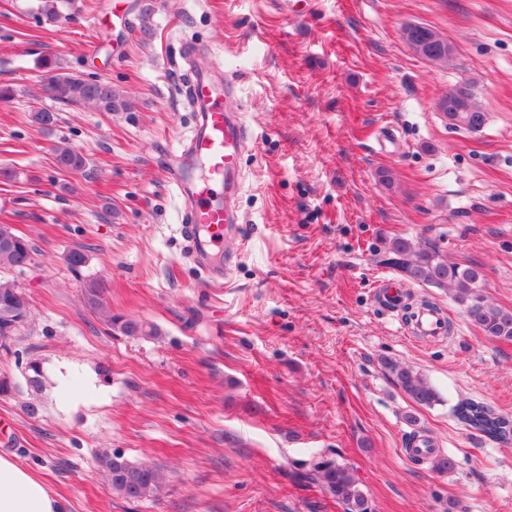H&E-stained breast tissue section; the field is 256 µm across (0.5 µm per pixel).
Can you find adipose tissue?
<instances>
[{
    "instance_id": "1",
    "label": "adipose tissue",
    "mask_w": 512,
    "mask_h": 512,
    "mask_svg": "<svg viewBox=\"0 0 512 512\" xmlns=\"http://www.w3.org/2000/svg\"><path fill=\"white\" fill-rule=\"evenodd\" d=\"M0 512H65V505L16 456L0 454Z\"/></svg>"
}]
</instances>
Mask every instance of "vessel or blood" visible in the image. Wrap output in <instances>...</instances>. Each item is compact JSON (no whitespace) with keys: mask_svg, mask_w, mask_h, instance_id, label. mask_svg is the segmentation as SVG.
Listing matches in <instances>:
<instances>
[{"mask_svg":"<svg viewBox=\"0 0 512 512\" xmlns=\"http://www.w3.org/2000/svg\"><path fill=\"white\" fill-rule=\"evenodd\" d=\"M184 94L196 112V123L169 168L185 202L180 234L193 260L210 277L222 279L231 271L234 254L229 245L238 234L227 201L243 185L238 157L247 146L245 126L241 113L229 107L236 94L232 79L217 83L198 72L185 85ZM413 330L434 341L447 334L448 325L441 313L424 310Z\"/></svg>","mask_w":512,"mask_h":512,"instance_id":"b4317fda","label":"vessel or blood"}]
</instances>
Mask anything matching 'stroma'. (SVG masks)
Masks as SVG:
<instances>
[{
  "label": "stroma",
  "mask_w": 512,
  "mask_h": 512,
  "mask_svg": "<svg viewBox=\"0 0 512 512\" xmlns=\"http://www.w3.org/2000/svg\"><path fill=\"white\" fill-rule=\"evenodd\" d=\"M39 4L0 0V224L33 247L6 274L31 311L0 350V454L68 512H343L295 477L320 459L352 467L372 512H512V444L453 412L476 400L512 420V342L412 282L454 324L421 342L378 288L400 275L380 263L392 238L430 239L481 265L483 296L512 311V0H60L51 23ZM412 24L446 36L453 61L416 55ZM189 47L195 68L234 77L247 130L226 280L187 258L168 176L195 123ZM48 60L111 83L131 111L51 100ZM464 80L487 113L474 133L436 107ZM39 110L55 114L50 129ZM58 146L85 168L59 171ZM92 281L156 335L110 330L84 303ZM390 361L424 374L440 404L413 403ZM412 434L455 468L406 458ZM113 452L160 468L163 489L112 493L98 458Z\"/></svg>",
  "instance_id": "35a3bbf8"
}]
</instances>
